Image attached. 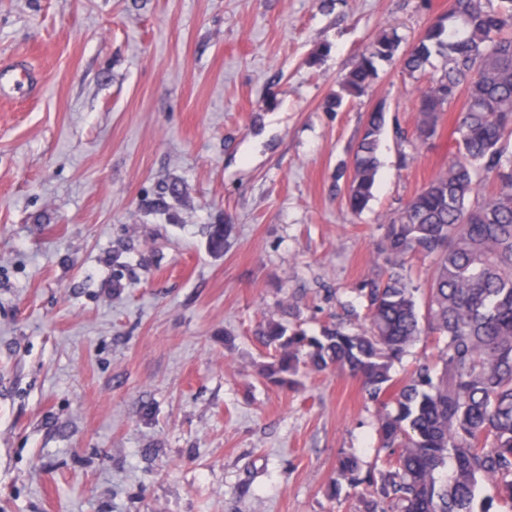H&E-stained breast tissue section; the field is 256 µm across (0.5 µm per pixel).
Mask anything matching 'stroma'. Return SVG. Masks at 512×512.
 Returning <instances> with one entry per match:
<instances>
[{
    "label": "stroma",
    "instance_id": "1",
    "mask_svg": "<svg viewBox=\"0 0 512 512\" xmlns=\"http://www.w3.org/2000/svg\"><path fill=\"white\" fill-rule=\"evenodd\" d=\"M448 0H0V512H359L378 407L332 366L261 375L269 320L366 329L387 224L451 157L417 99L444 64L383 62ZM384 107L368 208L346 203ZM210 224L233 230L211 253ZM400 45L396 35H381L373 40L359 55L358 62L347 75L344 90L352 96H361L377 75V63L391 60Z\"/></svg>",
    "mask_w": 512,
    "mask_h": 512
}]
</instances>
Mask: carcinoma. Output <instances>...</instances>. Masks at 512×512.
<instances>
[{"instance_id":"1","label":"carcinoma","mask_w":512,"mask_h":512,"mask_svg":"<svg viewBox=\"0 0 512 512\" xmlns=\"http://www.w3.org/2000/svg\"><path fill=\"white\" fill-rule=\"evenodd\" d=\"M399 45L394 34L373 40L344 90L361 96L377 63ZM435 53L445 65L419 95L417 132L424 141L436 137L445 108L461 95L455 150L448 168L387 225V275L357 289L369 328L309 336L269 321L258 332L274 350L264 376L286 386L301 362L315 370L339 364L378 404L383 469L362 478L359 460L347 454L335 486L337 495L343 481L363 486L362 512H512V156L503 148L512 135V0L493 10L481 0H448L446 13L401 55L402 71H422ZM384 121L383 108L370 112L355 153L346 201L356 213L373 197ZM230 231L208 225L209 249L222 251ZM416 255L433 260L423 315L406 266ZM428 333L447 339L440 370L425 362L392 390L393 364ZM449 465L452 476L443 481ZM481 479L493 496L477 506Z\"/></svg>"}]
</instances>
